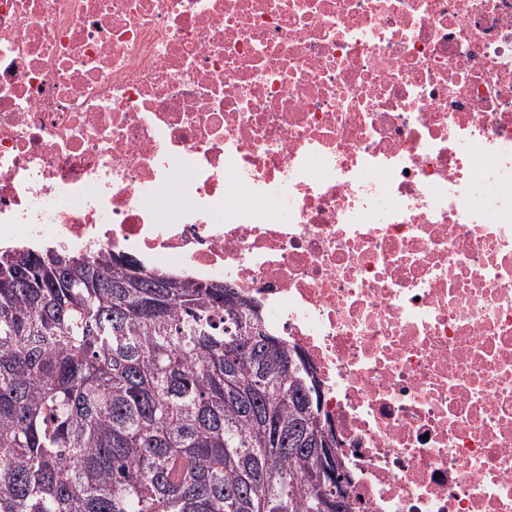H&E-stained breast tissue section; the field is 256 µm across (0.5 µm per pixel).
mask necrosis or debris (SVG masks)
Listing matches in <instances>:
<instances>
[{
    "label": "necrosis or debris",
    "mask_w": 512,
    "mask_h": 512,
    "mask_svg": "<svg viewBox=\"0 0 512 512\" xmlns=\"http://www.w3.org/2000/svg\"><path fill=\"white\" fill-rule=\"evenodd\" d=\"M0 239L259 301L353 512H512V0H0Z\"/></svg>",
    "instance_id": "4bbe7bcc"
}]
</instances>
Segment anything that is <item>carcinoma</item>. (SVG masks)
Wrapping results in <instances>:
<instances>
[{"label":"carcinoma","mask_w":512,"mask_h":512,"mask_svg":"<svg viewBox=\"0 0 512 512\" xmlns=\"http://www.w3.org/2000/svg\"><path fill=\"white\" fill-rule=\"evenodd\" d=\"M51 254L0 252V512H314L321 382L240 292Z\"/></svg>","instance_id":"obj_1"}]
</instances>
